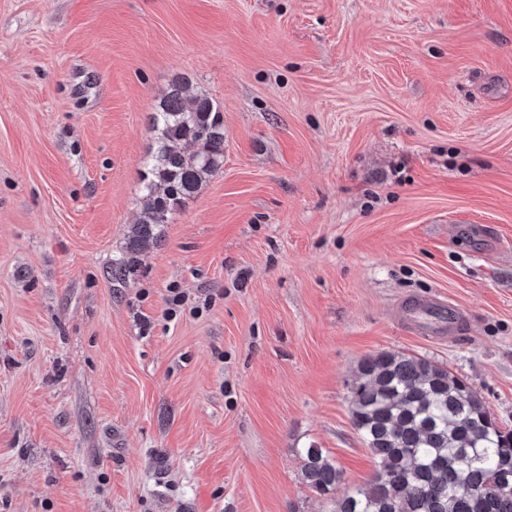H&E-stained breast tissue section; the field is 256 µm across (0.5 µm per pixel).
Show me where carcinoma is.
Instances as JSON below:
<instances>
[{
    "mask_svg": "<svg viewBox=\"0 0 512 512\" xmlns=\"http://www.w3.org/2000/svg\"><path fill=\"white\" fill-rule=\"evenodd\" d=\"M188 90L174 81L149 115L155 138L142 176L144 208L129 256L112 266L117 281L224 163L219 107ZM350 393L351 424L376 470L368 488L334 499V512H512V432L466 381L430 360L384 351L359 363ZM300 455L312 491L334 493L342 482L335 462L312 446Z\"/></svg>",
    "mask_w": 512,
    "mask_h": 512,
    "instance_id": "carcinoma-1",
    "label": "carcinoma"
}]
</instances>
